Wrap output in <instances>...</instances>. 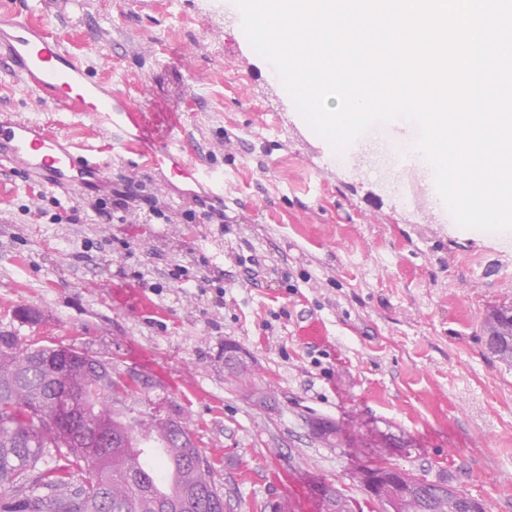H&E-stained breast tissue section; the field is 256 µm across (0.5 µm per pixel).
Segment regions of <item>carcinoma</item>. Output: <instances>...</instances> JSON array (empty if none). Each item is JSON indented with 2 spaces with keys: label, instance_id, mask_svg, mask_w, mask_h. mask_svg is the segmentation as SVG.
Wrapping results in <instances>:
<instances>
[{
  "label": "carcinoma",
  "instance_id": "obj_1",
  "mask_svg": "<svg viewBox=\"0 0 512 512\" xmlns=\"http://www.w3.org/2000/svg\"><path fill=\"white\" fill-rule=\"evenodd\" d=\"M488 350L512 364V305L489 311L484 323ZM44 357L12 332L0 331V512H224V492L213 465L174 418L151 423L128 417L124 398L132 387L122 378L102 381L97 368L77 370L67 384L79 419L66 429L57 421L54 373L36 360ZM107 418L112 447L89 448ZM156 440L168 448L160 466L179 487L174 496L154 492L144 469L150 458L138 452ZM64 463L51 466L47 459ZM456 488L444 482L393 503L381 512H458Z\"/></svg>",
  "mask_w": 512,
  "mask_h": 512
}]
</instances>
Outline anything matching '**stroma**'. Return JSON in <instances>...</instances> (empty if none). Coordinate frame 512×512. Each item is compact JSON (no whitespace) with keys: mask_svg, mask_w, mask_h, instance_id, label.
Segmentation results:
<instances>
[{"mask_svg":"<svg viewBox=\"0 0 512 512\" xmlns=\"http://www.w3.org/2000/svg\"><path fill=\"white\" fill-rule=\"evenodd\" d=\"M12 3L155 119L179 115L188 162L224 170V221L0 70V112L101 149L112 188L157 202H130L115 224L97 204L110 190L64 193L0 168V330L138 375L129 407L182 421L234 512L273 501L320 512L324 483L372 512L353 475L380 440L392 466L512 512V368L482 328L488 309L512 301V238L459 228L435 205L411 211L387 187L389 137L331 160L216 0ZM159 209L193 218L164 224ZM252 255L264 267L253 283ZM141 299L158 314L141 315ZM20 307L39 319L15 317ZM228 342L270 390L266 403L236 389ZM318 421L334 423L336 445L315 438Z\"/></svg>","mask_w":512,"mask_h":512,"instance_id":"1","label":"stroma"}]
</instances>
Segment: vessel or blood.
Listing matches in <instances>:
<instances>
[{
	"mask_svg": "<svg viewBox=\"0 0 512 512\" xmlns=\"http://www.w3.org/2000/svg\"><path fill=\"white\" fill-rule=\"evenodd\" d=\"M0 68L50 103L90 119L118 146L136 149L147 166L169 169L179 181L223 201V169L185 162L189 142L176 135L181 126L178 117H170L165 133L152 132L143 107L92 75L83 60L30 15L0 11ZM0 165L22 166L29 177L64 193L110 186L108 164L99 151H76L68 137L7 112L0 114Z\"/></svg>",
	"mask_w": 512,
	"mask_h": 512,
	"instance_id": "b4317fda",
	"label": "vessel or blood"
}]
</instances>
